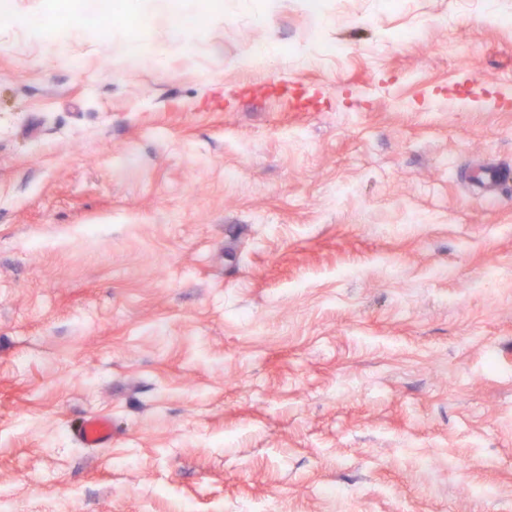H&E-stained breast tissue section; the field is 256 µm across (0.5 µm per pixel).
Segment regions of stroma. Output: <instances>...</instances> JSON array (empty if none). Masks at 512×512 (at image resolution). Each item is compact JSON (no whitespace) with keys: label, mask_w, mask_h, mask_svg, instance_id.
Instances as JSON below:
<instances>
[{"label":"stroma","mask_w":512,"mask_h":512,"mask_svg":"<svg viewBox=\"0 0 512 512\" xmlns=\"http://www.w3.org/2000/svg\"><path fill=\"white\" fill-rule=\"evenodd\" d=\"M7 3L0 512H512V0ZM168 2V0H150V2L147 0H129L128 7L135 14L140 13L144 7V17L152 14L157 17L168 18L176 32H181L194 24L193 18L184 12L180 11L177 14H173ZM73 14L80 15L87 28L93 29L97 26L96 19L91 15L84 14L80 3L76 2L74 4L73 11L70 14H58L56 25L51 29V35L49 37L51 40L63 44L70 38ZM512 181V170L507 167H490L482 174L481 188L486 192V199H496L499 190L507 189ZM70 433L82 448H104L112 442V419L103 414L89 415L72 424Z\"/></svg>","instance_id":"obj_1"}]
</instances>
